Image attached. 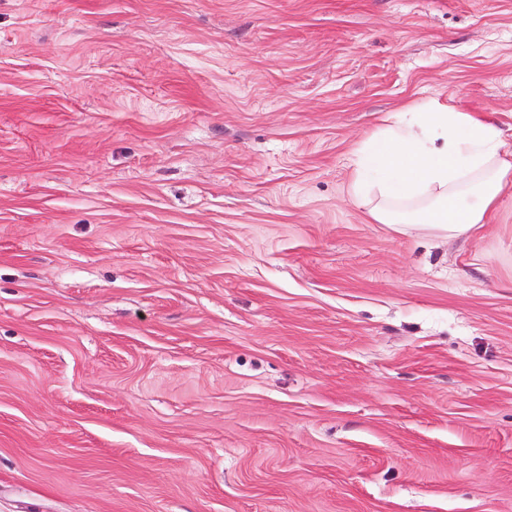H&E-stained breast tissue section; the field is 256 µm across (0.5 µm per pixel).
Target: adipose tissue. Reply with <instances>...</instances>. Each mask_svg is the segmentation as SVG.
Masks as SVG:
<instances>
[{
    "mask_svg": "<svg viewBox=\"0 0 512 512\" xmlns=\"http://www.w3.org/2000/svg\"><path fill=\"white\" fill-rule=\"evenodd\" d=\"M492 115L434 100L405 107L358 151L352 197L370 220L452 238L486 223L512 173Z\"/></svg>",
    "mask_w": 512,
    "mask_h": 512,
    "instance_id": "1",
    "label": "adipose tissue"
}]
</instances>
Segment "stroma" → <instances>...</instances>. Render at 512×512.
<instances>
[{
  "instance_id": "35a3bbf8",
  "label": "stroma",
  "mask_w": 512,
  "mask_h": 512,
  "mask_svg": "<svg viewBox=\"0 0 512 512\" xmlns=\"http://www.w3.org/2000/svg\"><path fill=\"white\" fill-rule=\"evenodd\" d=\"M447 97L512 150V0H0V512H512V176L349 192ZM407 106L357 151L352 197L372 223L425 227L452 238L486 224L512 170L492 114L451 99Z\"/></svg>"
}]
</instances>
